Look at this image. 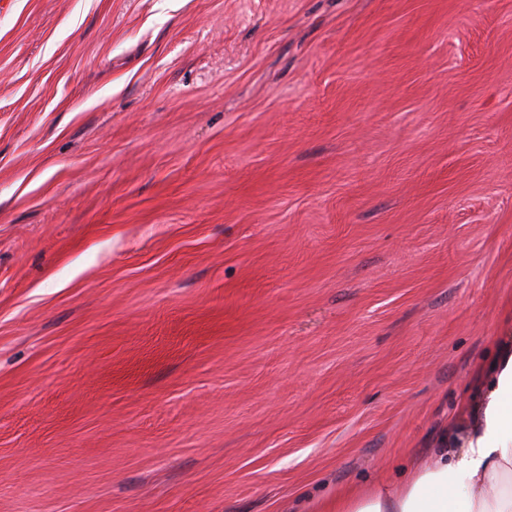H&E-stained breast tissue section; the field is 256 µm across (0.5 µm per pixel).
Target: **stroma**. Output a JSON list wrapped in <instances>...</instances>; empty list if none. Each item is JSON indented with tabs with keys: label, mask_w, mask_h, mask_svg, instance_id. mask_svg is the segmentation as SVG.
<instances>
[{
	"label": "stroma",
	"mask_w": 512,
	"mask_h": 512,
	"mask_svg": "<svg viewBox=\"0 0 512 512\" xmlns=\"http://www.w3.org/2000/svg\"><path fill=\"white\" fill-rule=\"evenodd\" d=\"M512 347V0H0V512H314Z\"/></svg>",
	"instance_id": "1"
}]
</instances>
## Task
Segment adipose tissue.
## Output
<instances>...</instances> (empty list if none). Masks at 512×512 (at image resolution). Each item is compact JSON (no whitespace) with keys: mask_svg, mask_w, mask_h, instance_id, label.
Wrapping results in <instances>:
<instances>
[{"mask_svg":"<svg viewBox=\"0 0 512 512\" xmlns=\"http://www.w3.org/2000/svg\"><path fill=\"white\" fill-rule=\"evenodd\" d=\"M461 447L434 449L401 482L336 493L321 512H512V351L497 362L490 398Z\"/></svg>","mask_w":512,"mask_h":512,"instance_id":"adipose-tissue-1","label":"adipose tissue"}]
</instances>
